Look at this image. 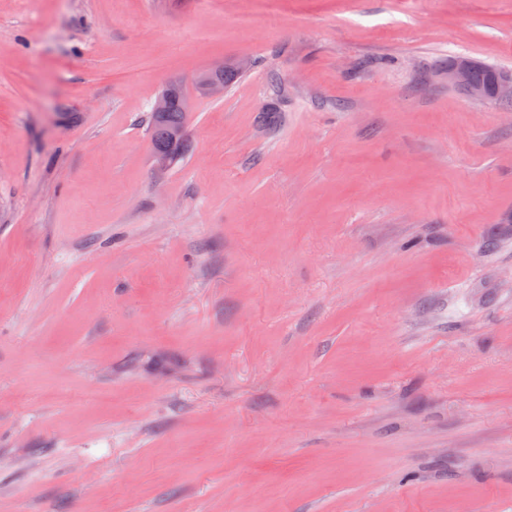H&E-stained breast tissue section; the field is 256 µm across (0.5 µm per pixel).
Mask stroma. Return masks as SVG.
<instances>
[{"label": "stroma", "instance_id": "stroma-1", "mask_svg": "<svg viewBox=\"0 0 512 512\" xmlns=\"http://www.w3.org/2000/svg\"><path fill=\"white\" fill-rule=\"evenodd\" d=\"M512 0H0V512H512ZM196 96L158 169L161 90ZM477 61L468 56H457L455 60L448 65L445 75L448 78L449 87L459 88L465 94L477 101L485 100L487 91L482 87H490L495 73L499 72L497 67L487 64L486 66L474 69ZM474 69L471 74L470 71ZM470 74V80H469ZM479 84V85H476ZM482 85V86H480ZM207 70H211L214 72H220L224 70L223 80L224 84L216 81H208L201 83L198 87L197 80L195 79L194 88L197 91V87L199 90L208 97H218L223 96L224 94V85L228 87L230 84L234 82L240 75L243 73L238 72L236 69L226 66L224 68V63L220 65L211 66Z\"/></svg>", "mask_w": 512, "mask_h": 512}]
</instances>
